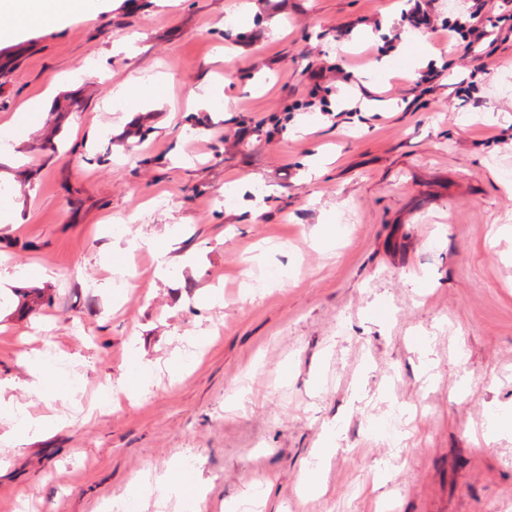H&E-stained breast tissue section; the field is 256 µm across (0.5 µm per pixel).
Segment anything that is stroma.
Returning a JSON list of instances; mask_svg holds the SVG:
<instances>
[{
  "mask_svg": "<svg viewBox=\"0 0 512 512\" xmlns=\"http://www.w3.org/2000/svg\"><path fill=\"white\" fill-rule=\"evenodd\" d=\"M407 7L105 0L0 41V122L33 120L0 144V381L67 419L0 444V512H158L140 484L188 458L193 512H512V431L484 440L512 415V43L415 107L446 41L415 56ZM326 62L361 112L269 134ZM133 79L157 94L111 98ZM46 343L78 392L26 390ZM133 344L158 374L99 409Z\"/></svg>",
  "mask_w": 512,
  "mask_h": 512,
  "instance_id": "stroma-1",
  "label": "stroma"
}]
</instances>
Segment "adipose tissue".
<instances>
[{"label":"adipose tissue","mask_w":512,"mask_h":512,"mask_svg":"<svg viewBox=\"0 0 512 512\" xmlns=\"http://www.w3.org/2000/svg\"><path fill=\"white\" fill-rule=\"evenodd\" d=\"M100 8L99 0H0V40L13 38L34 24L52 30L68 17L91 16ZM142 493L158 495L163 503L175 499L188 505L199 497L201 485L188 471L174 468L145 482Z\"/></svg>","instance_id":"ef3b65f1"}]
</instances>
